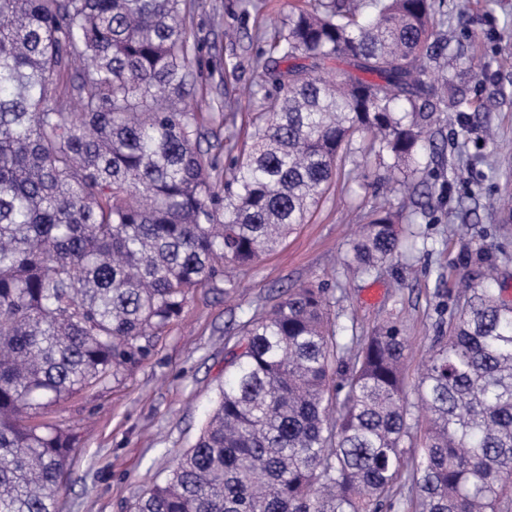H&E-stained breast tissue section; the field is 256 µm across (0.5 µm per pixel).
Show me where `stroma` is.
I'll return each instance as SVG.
<instances>
[{
  "instance_id": "obj_1",
  "label": "stroma",
  "mask_w": 512,
  "mask_h": 512,
  "mask_svg": "<svg viewBox=\"0 0 512 512\" xmlns=\"http://www.w3.org/2000/svg\"><path fill=\"white\" fill-rule=\"evenodd\" d=\"M296 0H203L189 25L199 45L194 69L211 97L237 100L235 122L224 140L243 141L260 81L253 68L264 47L255 32L283 26ZM446 16L434 33L441 46L431 69L464 86L477 108L463 124L441 121L431 135L436 151L419 165L423 186L391 192L363 139L342 159L340 173L309 223L300 225L274 253L234 273L233 294L196 289L180 319L153 340V353L99 389L47 409L62 430L77 434L58 512H123L147 487L161 481L198 437L224 384V344L240 325L276 303L282 290L313 284L336 303L339 325L357 335L397 320L409 342L407 383H414L433 342L437 303L456 294L461 277L477 282V248L500 266L512 296V213L489 200L512 201V0H435ZM390 200L414 222L425 249L364 278L342 267L350 234L373 207Z\"/></svg>"
}]
</instances>
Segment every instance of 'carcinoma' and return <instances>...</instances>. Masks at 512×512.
Here are the masks:
<instances>
[{
    "mask_svg": "<svg viewBox=\"0 0 512 512\" xmlns=\"http://www.w3.org/2000/svg\"><path fill=\"white\" fill-rule=\"evenodd\" d=\"M193 0H0V512H56L77 436L40 411L117 379L195 288L236 287L306 223L354 134L410 189L433 145L434 0H317L274 29L249 148L219 166L189 109ZM415 236L385 211L349 241L362 276ZM446 304L415 386L393 321L344 341L323 288L241 328L191 448L129 512L512 507V301Z\"/></svg>",
    "mask_w": 512,
    "mask_h": 512,
    "instance_id": "carcinoma-1",
    "label": "carcinoma"
}]
</instances>
